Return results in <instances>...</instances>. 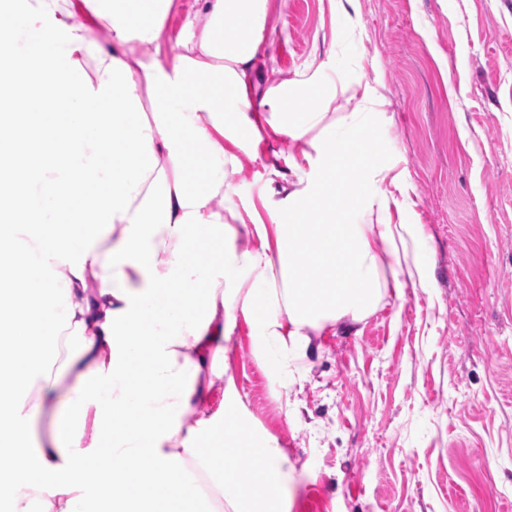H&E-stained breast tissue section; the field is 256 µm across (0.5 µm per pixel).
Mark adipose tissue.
I'll list each match as a JSON object with an SVG mask.
<instances>
[{
    "label": "adipose tissue",
    "instance_id": "ef3b65f1",
    "mask_svg": "<svg viewBox=\"0 0 512 512\" xmlns=\"http://www.w3.org/2000/svg\"><path fill=\"white\" fill-rule=\"evenodd\" d=\"M180 7L0 0L8 512H288L292 465L226 376L225 341L246 325L291 388L315 336L431 265L393 218L400 174L361 156L369 113L340 124L336 86L310 77L257 95L269 0H193L171 44ZM285 138L300 160L266 164L262 206L238 202L227 170Z\"/></svg>",
    "mask_w": 512,
    "mask_h": 512
}]
</instances>
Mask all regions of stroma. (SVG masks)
<instances>
[{"label":"stroma","mask_w":512,"mask_h":512,"mask_svg":"<svg viewBox=\"0 0 512 512\" xmlns=\"http://www.w3.org/2000/svg\"><path fill=\"white\" fill-rule=\"evenodd\" d=\"M280 78L366 87L370 137L433 254L363 322L315 339L288 395L227 344L251 418L294 467L291 512H505L512 504V0H270ZM298 418L288 417L287 406ZM339 2V7L336 12V7L333 13L332 33L334 39L336 35L342 34L348 27L353 25V17L351 11L356 13L357 0H336Z\"/></svg>","instance_id":"stroma-1"}]
</instances>
